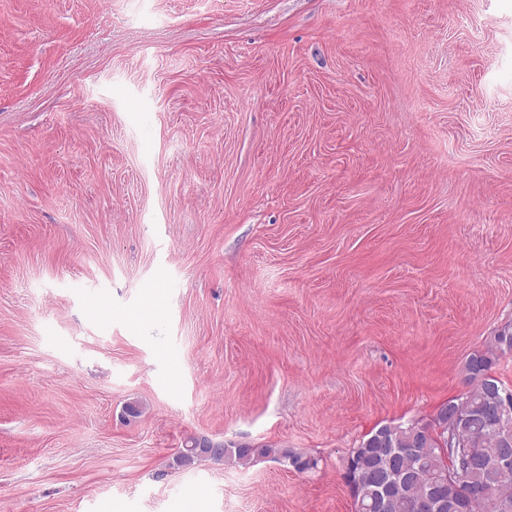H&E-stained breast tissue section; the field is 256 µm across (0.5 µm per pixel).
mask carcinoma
Segmentation results:
<instances>
[{
  "label": "carcinoma",
  "mask_w": 512,
  "mask_h": 512,
  "mask_svg": "<svg viewBox=\"0 0 512 512\" xmlns=\"http://www.w3.org/2000/svg\"><path fill=\"white\" fill-rule=\"evenodd\" d=\"M512 353V329L505 328L463 364L466 380L484 382L441 405L427 420L380 425L350 450L344 479L360 512H411L421 494L433 497L432 512H512V387L496 376L503 356ZM212 442L190 438L176 457L182 468L205 458ZM227 466L246 468L271 459L304 472L319 460L276 444L224 442L216 445Z\"/></svg>",
  "instance_id": "obj_1"
}]
</instances>
